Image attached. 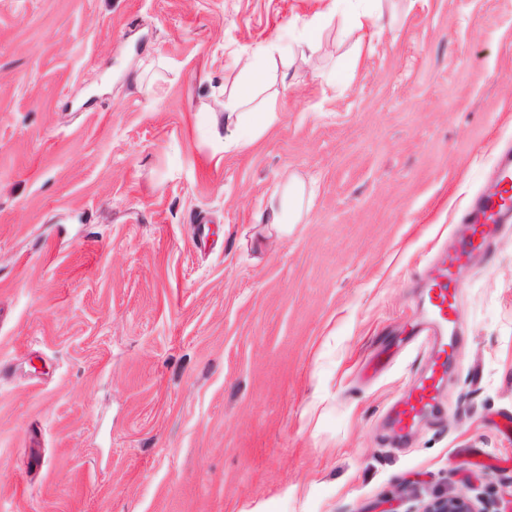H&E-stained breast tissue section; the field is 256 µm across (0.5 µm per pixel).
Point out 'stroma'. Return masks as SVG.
I'll return each mask as SVG.
<instances>
[{
  "label": "stroma",
  "mask_w": 512,
  "mask_h": 512,
  "mask_svg": "<svg viewBox=\"0 0 512 512\" xmlns=\"http://www.w3.org/2000/svg\"><path fill=\"white\" fill-rule=\"evenodd\" d=\"M393 4L352 74L338 16L291 84L260 56L276 119L228 150L240 47L316 0H0V512H512V230L463 272L439 412L388 427L428 262L512 148V0ZM304 194V185L294 188L293 193L283 196L279 205L270 204L268 208L255 216L256 224H265L281 234L288 233V224H299L302 217L301 200ZM424 512H478L472 502L462 495L452 497L437 496L424 509Z\"/></svg>",
  "instance_id": "35a3bbf8"
}]
</instances>
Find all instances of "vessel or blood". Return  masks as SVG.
<instances>
[{
	"mask_svg": "<svg viewBox=\"0 0 512 512\" xmlns=\"http://www.w3.org/2000/svg\"><path fill=\"white\" fill-rule=\"evenodd\" d=\"M511 219L512 156L505 155L498 160L494 181L464 215L465 233L450 250L435 259L425 288V302L432 322L427 327L414 329L415 334L425 335L431 345L432 367L394 412L391 424L396 437H406L419 418L436 406L439 383L450 360L448 321L454 310L460 269L475 251L489 246L494 226Z\"/></svg>",
	"mask_w": 512,
	"mask_h": 512,
	"instance_id": "1",
	"label": "vessel or blood"
}]
</instances>
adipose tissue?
<instances>
[{"instance_id": "obj_1", "label": "adipose tissue", "mask_w": 512, "mask_h": 512, "mask_svg": "<svg viewBox=\"0 0 512 512\" xmlns=\"http://www.w3.org/2000/svg\"><path fill=\"white\" fill-rule=\"evenodd\" d=\"M391 11V0H330L325 10L315 12L311 17L293 16L292 25L302 27L304 35L299 41L289 45L283 62L289 68L310 63L319 48L324 23L329 15L339 13L346 18L345 34L358 32L371 37L386 14ZM303 194V186H296L293 193L284 195L280 204L269 205L260 211L255 217L256 223L267 225L281 234L287 233L289 225L301 221Z\"/></svg>"}]
</instances>
